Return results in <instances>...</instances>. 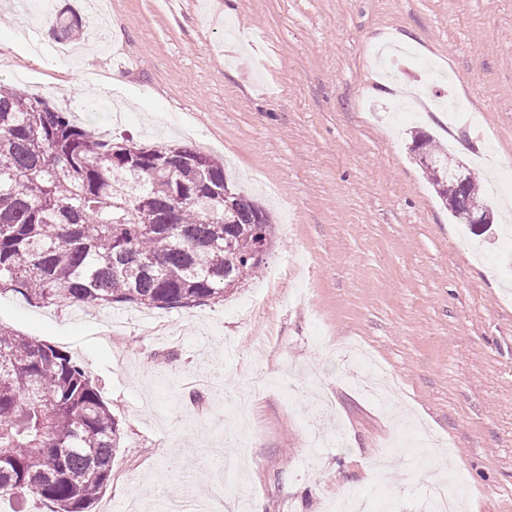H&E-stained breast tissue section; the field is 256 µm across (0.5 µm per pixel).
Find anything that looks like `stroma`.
Here are the masks:
<instances>
[{"mask_svg":"<svg viewBox=\"0 0 512 512\" xmlns=\"http://www.w3.org/2000/svg\"><path fill=\"white\" fill-rule=\"evenodd\" d=\"M87 40L47 66L0 6V81L74 123L222 158L265 209L269 273L192 310L0 295V325L67 351L119 424L92 512L191 493L326 512L350 487L418 512L456 471L462 512H512V0H69ZM110 74L90 98L74 60ZM426 87L398 111L401 85ZM480 117L449 123L447 98ZM434 133L496 203L452 222L409 150ZM337 426L310 457L313 434Z\"/></svg>","mask_w":512,"mask_h":512,"instance_id":"35a3bbf8","label":"stroma"}]
</instances>
